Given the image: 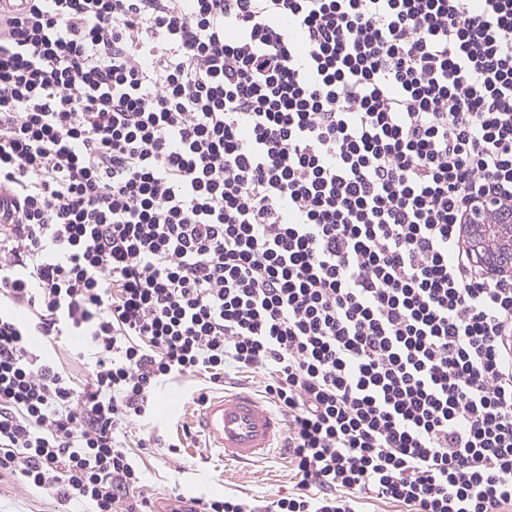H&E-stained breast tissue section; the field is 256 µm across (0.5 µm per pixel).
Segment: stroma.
<instances>
[{"label":"stroma","instance_id":"obj_1","mask_svg":"<svg viewBox=\"0 0 512 512\" xmlns=\"http://www.w3.org/2000/svg\"><path fill=\"white\" fill-rule=\"evenodd\" d=\"M188 385L166 382L158 392L150 425L164 436L163 448L141 451L142 468L157 492L185 496L228 495L247 499L287 495L293 474L287 455H280L249 470L225 466L207 454L199 433L184 436V409L189 406ZM54 503L42 493L25 487L10 474L0 475V512H54Z\"/></svg>","mask_w":512,"mask_h":512}]
</instances>
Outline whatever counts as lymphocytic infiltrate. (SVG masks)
<instances>
[{
	"label": "lymphocytic infiltrate",
	"instance_id": "1",
	"mask_svg": "<svg viewBox=\"0 0 512 512\" xmlns=\"http://www.w3.org/2000/svg\"><path fill=\"white\" fill-rule=\"evenodd\" d=\"M0 193V473L58 512H156L131 429L231 369L295 490L170 512H512V272L462 241L512 215V0H29ZM76 340H71L66 344L56 346L55 351L49 349L46 351L57 364H61L64 370L70 375L76 382H85L88 378L89 368L88 365L78 361L74 358L73 346Z\"/></svg>",
	"mask_w": 512,
	"mask_h": 512
}]
</instances>
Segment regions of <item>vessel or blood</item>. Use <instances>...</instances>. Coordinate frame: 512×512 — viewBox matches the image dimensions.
Listing matches in <instances>:
<instances>
[{
	"instance_id": "obj_1",
	"label": "vessel or blood",
	"mask_w": 512,
	"mask_h": 512,
	"mask_svg": "<svg viewBox=\"0 0 512 512\" xmlns=\"http://www.w3.org/2000/svg\"><path fill=\"white\" fill-rule=\"evenodd\" d=\"M194 424L208 447L230 464H255L269 458L284 435L283 420L245 392L208 398Z\"/></svg>"
}]
</instances>
